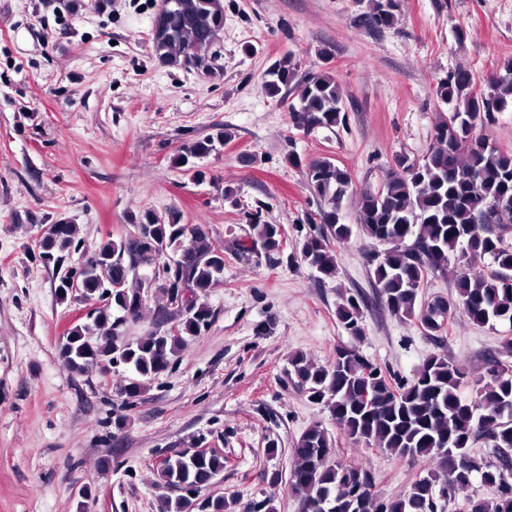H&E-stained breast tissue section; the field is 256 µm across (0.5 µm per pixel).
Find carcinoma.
<instances>
[{"label":"carcinoma","instance_id":"1","mask_svg":"<svg viewBox=\"0 0 512 512\" xmlns=\"http://www.w3.org/2000/svg\"><path fill=\"white\" fill-rule=\"evenodd\" d=\"M397 9L398 0H369L365 20L375 28L388 27ZM152 26L155 57L170 67L191 68L224 27L223 0H177L175 11L156 16ZM296 71L293 55L286 54L262 82L271 99L283 98V91L295 85L297 101L288 107L292 126L308 133L344 124L335 79L321 70L297 83ZM436 97L449 111L434 127L427 155L421 162L397 157L396 168L380 187L361 193L355 223L342 222L343 203L352 191L350 173L330 157L307 163V186L321 207L310 218L319 228L305 236L300 260L330 279L337 271L331 242L345 244L356 234L390 244L373 257V276L385 307L400 319L421 315L422 284L453 262L457 303L467 318L478 325L512 324V242L504 236L512 227V152L500 150L469 124L481 113L487 128L497 114L512 109V62L503 63L478 92L469 70L451 71L438 82ZM233 137L231 129H221L183 146L174 162L201 179L192 159ZM250 222L266 253H283L278 225L260 223L257 212L250 214ZM132 226L123 236L101 241L77 268L81 298L93 311L69 329L61 346L63 367L71 374L119 361L140 377L158 375L183 351L186 337L199 335L210 323L212 310L201 297L224 278V247L210 239L203 225L183 224L174 213L160 216L148 210L132 219ZM77 237L74 224L50 225L38 243L40 258L63 263L79 249ZM171 256L178 258L175 268L168 266ZM136 260L153 265V273L140 275ZM485 260L489 272L479 268ZM152 288L169 304L177 289H187L188 311L175 315L161 309L158 318L173 321L174 332L156 331L130 342L124 324L141 317L145 291ZM336 317L351 335H362L358 298H343ZM500 356L499 351L489 360L477 380L476 397L469 399L461 392L468 375L464 364L446 356L429 357L412 378L390 387L386 372L356 346L336 349L325 365L293 353L289 375L294 384L308 400L326 407L345 435L430 467L428 477L416 481L406 495L385 498L374 492L364 506L353 487L356 471L364 466L332 460L331 437L313 425L296 439L288 478L302 512H435L437 498L454 500L476 476L497 486L500 495L493 501L469 497L464 512H512V483L500 481L502 469L512 462V374L497 371ZM479 439L496 449V461L480 463L471 455ZM223 470V454L185 449L164 457L156 474L165 487L200 490ZM201 512H233V503L221 495L207 497Z\"/></svg>","mask_w":512,"mask_h":512}]
</instances>
